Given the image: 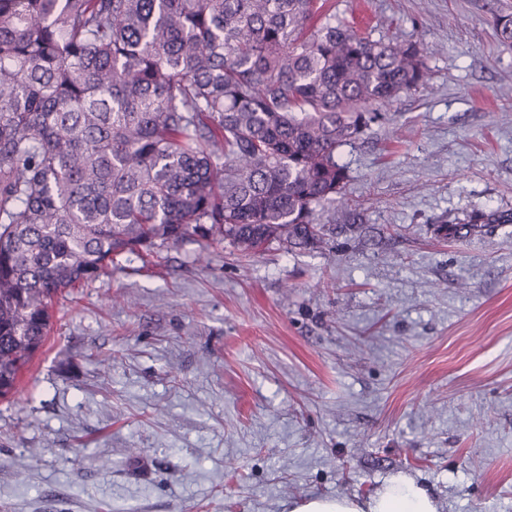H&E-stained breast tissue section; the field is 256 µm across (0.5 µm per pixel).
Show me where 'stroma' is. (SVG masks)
<instances>
[{
  "mask_svg": "<svg viewBox=\"0 0 512 512\" xmlns=\"http://www.w3.org/2000/svg\"><path fill=\"white\" fill-rule=\"evenodd\" d=\"M336 12L428 73L336 151L355 230L191 239L67 294L0 397V512H285L396 473L440 512H512V0Z\"/></svg>",
  "mask_w": 512,
  "mask_h": 512,
  "instance_id": "stroma-1",
  "label": "stroma"
}]
</instances>
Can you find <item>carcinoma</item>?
Masks as SVG:
<instances>
[{
  "instance_id": "cac0c4a2",
  "label": "carcinoma",
  "mask_w": 512,
  "mask_h": 512,
  "mask_svg": "<svg viewBox=\"0 0 512 512\" xmlns=\"http://www.w3.org/2000/svg\"><path fill=\"white\" fill-rule=\"evenodd\" d=\"M424 78L332 0H0V395L119 255L317 247L336 148Z\"/></svg>"
}]
</instances>
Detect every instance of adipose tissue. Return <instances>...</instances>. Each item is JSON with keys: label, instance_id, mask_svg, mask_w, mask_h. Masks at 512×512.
Returning a JSON list of instances; mask_svg holds the SVG:
<instances>
[{"label": "adipose tissue", "instance_id": "obj_1", "mask_svg": "<svg viewBox=\"0 0 512 512\" xmlns=\"http://www.w3.org/2000/svg\"><path fill=\"white\" fill-rule=\"evenodd\" d=\"M289 512H438V504L426 488L398 474L367 497H311Z\"/></svg>", "mask_w": 512, "mask_h": 512}]
</instances>
